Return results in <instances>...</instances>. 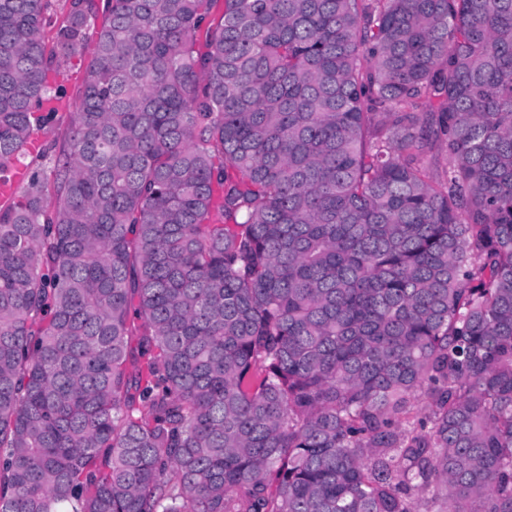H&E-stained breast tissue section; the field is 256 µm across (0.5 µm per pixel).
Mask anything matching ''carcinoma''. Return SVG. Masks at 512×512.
I'll list each match as a JSON object with an SVG mask.
<instances>
[{
	"label": "carcinoma",
	"instance_id": "obj_1",
	"mask_svg": "<svg viewBox=\"0 0 512 512\" xmlns=\"http://www.w3.org/2000/svg\"><path fill=\"white\" fill-rule=\"evenodd\" d=\"M215 3L108 0L0 212V512H512V0ZM48 6L0 0V172ZM91 61L89 50L80 57H73L60 66V75L58 83L61 84L63 98L59 100L56 112L48 117L43 124L38 135L41 136L43 144L47 146L54 145L55 149L48 156H42L40 153L34 155H25L20 158V162L30 168H43L47 172L53 167L55 155L63 146L66 135L68 134L74 114V104L78 102L80 92L83 87V76L86 67Z\"/></svg>",
	"mask_w": 512,
	"mask_h": 512
}]
</instances>
